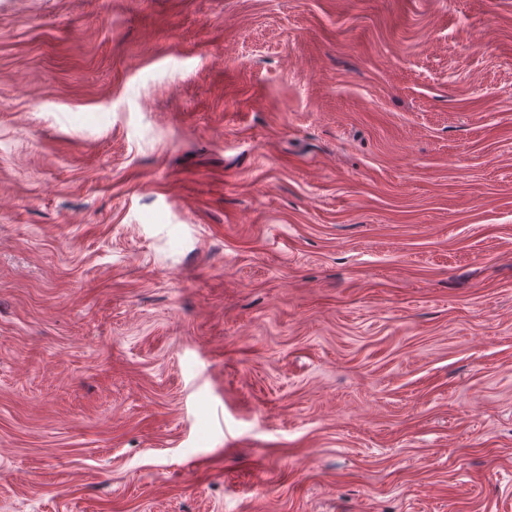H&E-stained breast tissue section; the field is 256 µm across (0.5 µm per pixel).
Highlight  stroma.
Masks as SVG:
<instances>
[{
	"label": "stroma",
	"instance_id": "35a3bbf8",
	"mask_svg": "<svg viewBox=\"0 0 512 512\" xmlns=\"http://www.w3.org/2000/svg\"><path fill=\"white\" fill-rule=\"evenodd\" d=\"M0 512H512V0H0Z\"/></svg>",
	"mask_w": 512,
	"mask_h": 512
}]
</instances>
